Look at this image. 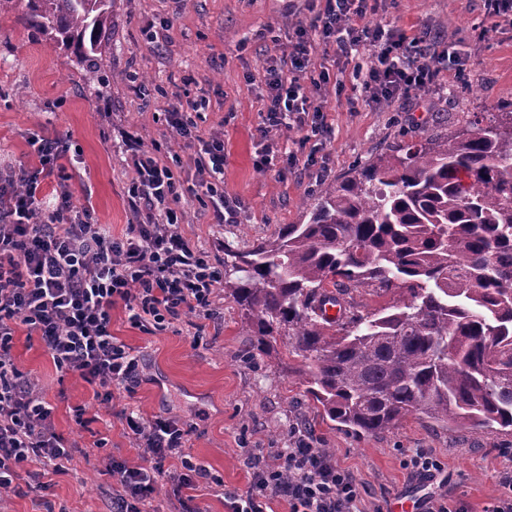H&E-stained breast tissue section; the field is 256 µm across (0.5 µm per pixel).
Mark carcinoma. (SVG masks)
Masks as SVG:
<instances>
[{
  "label": "carcinoma",
  "instance_id": "carcinoma-1",
  "mask_svg": "<svg viewBox=\"0 0 512 512\" xmlns=\"http://www.w3.org/2000/svg\"><path fill=\"white\" fill-rule=\"evenodd\" d=\"M114 0H27L31 27L106 84ZM466 136L403 139L322 192L307 222L224 248V288L258 350L284 332L304 392L356 437L423 415L512 431V104ZM388 307L321 313L349 289Z\"/></svg>",
  "mask_w": 512,
  "mask_h": 512
}]
</instances>
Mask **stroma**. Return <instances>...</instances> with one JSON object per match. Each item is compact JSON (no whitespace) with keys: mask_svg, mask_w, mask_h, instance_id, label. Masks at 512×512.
Returning a JSON list of instances; mask_svg holds the SVG:
<instances>
[{"mask_svg":"<svg viewBox=\"0 0 512 512\" xmlns=\"http://www.w3.org/2000/svg\"><path fill=\"white\" fill-rule=\"evenodd\" d=\"M371 21L418 26L457 41L466 55L459 76H440L425 91L370 105L353 89L354 65L338 59L322 87L329 132L303 142V133L283 128L260 139V98L272 61L288 54L294 30L309 24L311 0H116L114 23L102 49L109 87L91 83L70 50L31 29L21 0L0 8V171L35 164L30 133L66 140L69 149L41 184L53 198L58 177H68L77 208L114 234L135 223L128 195L133 149L165 146L184 192L182 232L222 263L225 246L243 248L273 236L284 224L303 222L307 198L336 185L353 164L366 163L396 142L451 136L488 120L512 101V28L497 25L485 0H372ZM203 96L204 109L190 112L201 135L224 139V195L239 208L232 223H219L200 175L189 157L198 144L176 136L165 112ZM294 152L291 165L274 159L258 168L261 152ZM216 314L199 322L183 317L174 329L148 335L127 321L123 306L112 311V334L140 352L144 378L134 392L116 391L101 403L79 376H60L38 337L18 331V368L34 377L53 406L55 427L68 441L73 460L66 472L29 474L0 492V512H112L115 484L103 469L115 458L143 465L119 419L124 410L147 416H177L192 424L183 450L203 463L215 485H199L195 512H226L224 495L244 493L251 481L242 443L271 454L289 447L290 431L306 424L316 447L350 470L359 487V512H392L396 498L415 491L420 504L446 502L455 512H491L512 478V433L442 424L422 416L395 430L357 438L323 419L297 380L299 358L288 339L276 337L267 354L256 355L254 329L242 324L237 305L224 292ZM200 346H193L194 332ZM85 408L86 427L73 407ZM104 447H97V440ZM431 452L442 469L429 478L407 463Z\"/></svg>","mask_w":512,"mask_h":512,"instance_id":"stroma-1","label":"stroma"}]
</instances>
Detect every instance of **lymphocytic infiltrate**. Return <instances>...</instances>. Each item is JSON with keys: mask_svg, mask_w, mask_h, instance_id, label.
Masks as SVG:
<instances>
[{"mask_svg": "<svg viewBox=\"0 0 512 512\" xmlns=\"http://www.w3.org/2000/svg\"><path fill=\"white\" fill-rule=\"evenodd\" d=\"M315 27L332 41L336 55L367 51L373 57L359 71L366 101L382 103L431 85L441 68L460 73L462 64L447 44L424 29L404 31L389 22L368 24L369 0H323ZM288 70L269 72L262 97L259 134L299 128L307 138L328 132L325 106L317 96L329 77L328 56L318 52L307 28L298 27L288 53ZM171 127L183 140L201 141L193 159L205 175V194L215 212L234 214L224 199V141L201 140L182 113L172 112ZM29 144L37 165L20 168L0 183V490L19 480V468L40 461L60 472L70 459L65 438L56 432L52 407L36 384L19 370L12 354L18 328L39 337L58 372L78 375L95 385L100 401L117 389L132 391L143 376L139 355L112 334V309L123 305L129 324L154 335L187 314L209 318L221 272L209 253L180 228L173 205L182 185L172 168L151 150L131 157V199L146 203V214L113 236L109 225L94 224L72 202L59 182L56 202L44 208L40 185L65 152L62 139L38 134ZM145 463L112 461L117 485L113 512H144L165 476V463L180 456L193 427L185 420L121 414ZM251 484L243 495H226L227 512H268L271 500L287 502L290 512H357L355 477L326 450L304 436L272 457L248 456Z\"/></svg>", "mask_w": 512, "mask_h": 512, "instance_id": "obj_1", "label": "lymphocytic infiltrate"}]
</instances>
